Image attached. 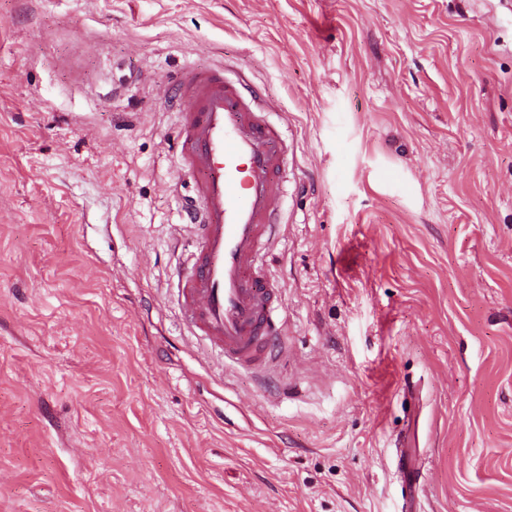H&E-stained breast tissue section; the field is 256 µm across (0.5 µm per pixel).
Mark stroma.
<instances>
[{
	"mask_svg": "<svg viewBox=\"0 0 512 512\" xmlns=\"http://www.w3.org/2000/svg\"><path fill=\"white\" fill-rule=\"evenodd\" d=\"M288 136L266 393L180 318L160 84ZM0 512H512V8L0 0Z\"/></svg>",
	"mask_w": 512,
	"mask_h": 512,
	"instance_id": "1",
	"label": "stroma"
}]
</instances>
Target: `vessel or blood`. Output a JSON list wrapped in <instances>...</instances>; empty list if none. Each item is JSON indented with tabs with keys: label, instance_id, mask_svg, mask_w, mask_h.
I'll list each match as a JSON object with an SVG mask.
<instances>
[{
	"label": "vessel or blood",
	"instance_id": "1",
	"mask_svg": "<svg viewBox=\"0 0 512 512\" xmlns=\"http://www.w3.org/2000/svg\"><path fill=\"white\" fill-rule=\"evenodd\" d=\"M173 83L179 170L193 180L183 210L196 240L177 272L178 305L193 336L262 374L285 328L283 303L264 286L285 198L283 134L223 67L185 68Z\"/></svg>",
	"mask_w": 512,
	"mask_h": 512
}]
</instances>
